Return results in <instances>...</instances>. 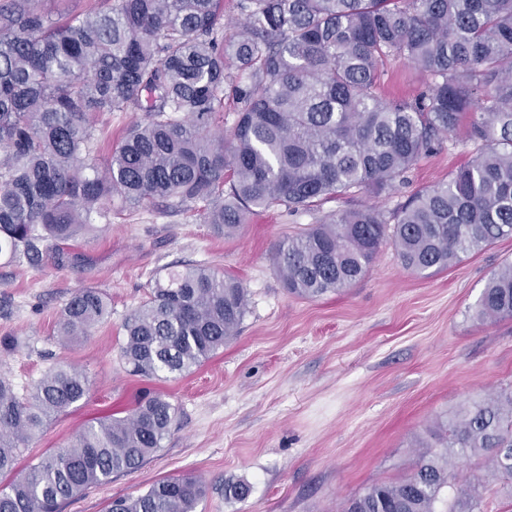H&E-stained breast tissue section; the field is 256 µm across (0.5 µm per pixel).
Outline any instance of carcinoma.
<instances>
[{"mask_svg":"<svg viewBox=\"0 0 512 512\" xmlns=\"http://www.w3.org/2000/svg\"><path fill=\"white\" fill-rule=\"evenodd\" d=\"M43 0H0V259H43L108 220L117 196L137 206L204 203L205 223L235 233L259 210H308L358 191L391 189L469 119L482 144L465 165L386 217L340 210L280 242L272 265L283 288L318 300L366 273L392 244L417 275L512 238V0H241V28L224 39V0H112L65 21ZM395 57L432 80L409 101L377 94ZM240 104L224 144V84ZM143 112L105 163L93 118ZM246 289L186 265L154 279L123 320L120 357L135 376L188 374L234 339ZM512 318V264L492 274L475 306ZM111 315L83 288L64 305L57 337L88 336ZM72 367L49 370L25 398L0 379V512H61L66 501L139 469L161 448L178 407L137 398L130 415L86 425L64 448L16 471L51 417L87 398ZM437 445L420 443L412 472L375 482L340 512H484L483 490L448 468L475 459L512 488V391L440 420ZM196 476L155 482L112 500L107 512H194Z\"/></svg>","mask_w":512,"mask_h":512,"instance_id":"1","label":"carcinoma"}]
</instances>
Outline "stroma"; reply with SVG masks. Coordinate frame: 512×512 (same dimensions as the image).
<instances>
[{
	"mask_svg": "<svg viewBox=\"0 0 512 512\" xmlns=\"http://www.w3.org/2000/svg\"><path fill=\"white\" fill-rule=\"evenodd\" d=\"M384 70L383 100H408L427 87V77L403 60ZM478 149L459 127L380 199L359 192L307 211L274 208L226 237L200 212L137 208L116 197L109 223L66 245L64 263L51 249L36 266L1 260L0 338L14 347L0 350V378L21 397L59 365L90 383L87 400L29 442L22 464L67 445L92 419L126 416L136 396L151 390L179 409L160 449L62 512H105L112 498L183 474L204 482L195 512H336L370 484L404 477L438 420L512 389V319L486 322L473 311L489 277L512 263V238L427 278L405 269L386 243L359 281L315 301L289 295L270 257L327 213L373 203L392 214ZM187 264L246 288L248 312L236 338L189 374L131 375L119 358L125 316L157 274ZM82 288L98 289L112 314L90 336L60 344V311ZM239 481L249 485L248 497L225 498V484Z\"/></svg>",
	"mask_w": 512,
	"mask_h": 512,
	"instance_id": "35a3bbf8",
	"label": "stroma"
}]
</instances>
